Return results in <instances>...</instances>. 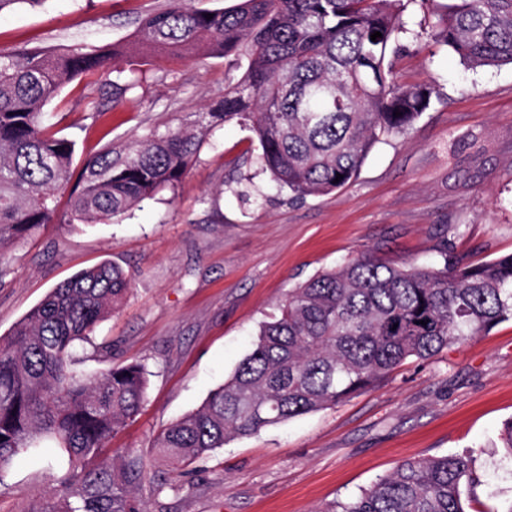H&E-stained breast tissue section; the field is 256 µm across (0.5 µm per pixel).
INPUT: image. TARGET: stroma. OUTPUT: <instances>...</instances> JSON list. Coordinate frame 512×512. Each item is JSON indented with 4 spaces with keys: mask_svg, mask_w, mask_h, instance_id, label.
Here are the masks:
<instances>
[{
    "mask_svg": "<svg viewBox=\"0 0 512 512\" xmlns=\"http://www.w3.org/2000/svg\"><path fill=\"white\" fill-rule=\"evenodd\" d=\"M449 0H411L389 58L396 82L429 84V108L405 133L376 144L358 176L321 197L292 198L258 174L257 143L229 122L205 134L175 190L112 224H50L6 254L0 335L57 285L100 262L131 280L122 307L76 352L94 375L137 360L150 376L137 417L108 442L153 471V440L196 410L251 351L261 322L289 289L373 252L398 266L443 256L477 264L512 254V65L469 69L435 38ZM169 0H48L0 12V53L106 48ZM242 72L221 57L141 60L135 85L112 96L103 74L81 75L45 106L77 141L76 160L104 145L179 125L224 97ZM475 139L460 149L464 139ZM512 419V321L410 359L376 389L225 444L157 492L146 512H322L410 459L474 451L479 484H461L466 512H506L512 469L500 433ZM69 467L51 447L21 455L0 476V512H35Z\"/></svg>",
    "mask_w": 512,
    "mask_h": 512,
    "instance_id": "stroma-1",
    "label": "stroma"
}]
</instances>
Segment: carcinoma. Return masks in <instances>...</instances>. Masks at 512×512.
Instances as JSON below:
<instances>
[{"label": "carcinoma", "instance_id": "1", "mask_svg": "<svg viewBox=\"0 0 512 512\" xmlns=\"http://www.w3.org/2000/svg\"><path fill=\"white\" fill-rule=\"evenodd\" d=\"M404 8L405 0H239L211 11L171 0L123 46L0 54V274L10 247L46 224L117 223L175 188L216 124L248 129L261 171L297 198L349 184L374 146L405 132L430 103L432 88L395 82L387 62ZM376 31L382 37L373 42ZM436 37L471 68L512 64V0H457L439 16ZM144 52L231 57L245 71L211 111L122 152L107 145L75 168V141L43 107L91 71L115 75L112 95L125 94L133 86L126 67ZM130 288L122 268L100 263L53 288L0 336V474L45 445L69 457L39 512H142L133 487L147 477L146 464L101 451L138 415L150 372L130 362L87 375L74 362L76 346ZM511 320L512 254L441 268L357 258L289 291L231 377L154 448L180 477L235 438L334 406L410 358L430 359ZM475 473L469 454L408 461L322 512H465L460 481Z\"/></svg>", "mask_w": 512, "mask_h": 512}]
</instances>
